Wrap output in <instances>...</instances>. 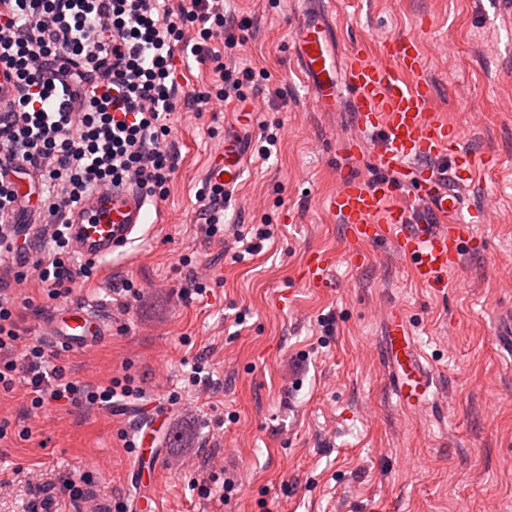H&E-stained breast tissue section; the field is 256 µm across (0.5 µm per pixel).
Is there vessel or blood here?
<instances>
[{
  "mask_svg": "<svg viewBox=\"0 0 512 512\" xmlns=\"http://www.w3.org/2000/svg\"><path fill=\"white\" fill-rule=\"evenodd\" d=\"M298 19L294 55L309 90L323 106L334 108L336 90L351 94L350 110L358 136L341 140L339 152L356 157L363 149V133L376 132L374 151L384 175L366 181L349 171L338 175L335 193L325 206L346 224L351 246L376 238L386 240L408 260L416 280L440 288L441 277L457 267L481 218L466 205L463 193L474 182L481 162L462 151L454 130L434 116L429 80L416 37L388 41L381 58L363 50L337 56L333 16L323 0ZM252 135L233 128L224 134V150L209 164L208 185L232 191L243 182L251 158ZM421 161L429 183H444L428 208L415 206L403 186L389 173L412 161ZM149 221L147 201L133 186L110 187L87 195L69 210L64 222L80 254L97 260L122 251ZM333 254L311 253L303 276L310 287L328 288ZM53 346L83 353L100 345L109 325L93 306L80 302L48 314ZM382 361L399 409L405 412L435 401L439 388L434 372L413 335L401 306H391L383 320Z\"/></svg>",
  "mask_w": 512,
  "mask_h": 512,
  "instance_id": "b4317fda",
  "label": "vessel or blood"
}]
</instances>
